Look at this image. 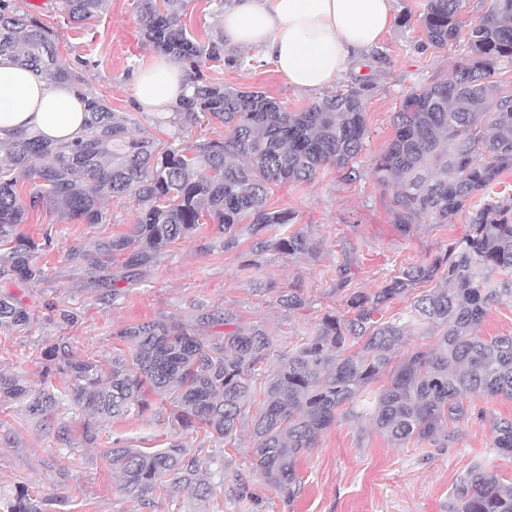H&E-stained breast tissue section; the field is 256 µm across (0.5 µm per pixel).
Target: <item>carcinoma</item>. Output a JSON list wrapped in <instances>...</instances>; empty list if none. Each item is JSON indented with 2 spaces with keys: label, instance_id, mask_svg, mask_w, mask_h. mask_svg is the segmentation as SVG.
Returning <instances> with one entry per match:
<instances>
[{
  "label": "carcinoma",
  "instance_id": "carcinoma-1",
  "mask_svg": "<svg viewBox=\"0 0 512 512\" xmlns=\"http://www.w3.org/2000/svg\"><path fill=\"white\" fill-rule=\"evenodd\" d=\"M189 0H137L145 41L182 63L190 93L156 129L178 134L224 127V135H204L182 148L153 136L131 137L126 120L103 96L87 88L81 56L58 59L50 26L17 0H0V55H8L48 84L83 89L87 115L79 137L54 143L21 129L0 140V275L38 282L45 267L44 244L24 234L28 210L46 207L71 220L105 224L103 201L126 198L137 204L130 230L97 240L94 248L75 246L66 260L99 272V299L122 296L118 282L142 277V267L166 248L191 237L204 224L218 225L226 251L252 237L244 266L253 267L270 251L310 254L318 244L294 229L295 215L268 208L275 186L308 182L323 166L348 177L365 144L364 98L367 85L355 78L298 112L261 90H240L211 81L204 70L253 66L225 50L224 40H203L181 24ZM73 23L106 13L109 0H63ZM463 0H427L423 28L427 45L457 41L464 27ZM512 64V0L471 23L467 53L452 80L411 92L392 115L395 136L376 160L373 177L394 185L393 221L407 232L420 217L447 224L485 193L505 171H512V92L496 93L491 78L501 64ZM28 182V202L18 192ZM251 220L249 227L242 223ZM436 282L432 288L418 286ZM410 297L398 318L376 317L382 305ZM512 304V195L491 199L476 209L470 234L428 266L400 270L373 294L354 292L345 317L325 314L313 335L297 348L273 353L268 332L244 327L230 314L207 313L191 326L172 315L126 326L115 333L124 347L106 360L96 352L75 354L62 337L40 348L51 361L38 389L16 373L0 371V406L20 402L25 415L58 418L55 435L76 447L60 412L80 410L90 419L81 443L100 440L99 418L143 415L147 396L169 404V417L181 430L213 442L200 458L181 437L163 448H133L107 438L103 457L119 478V491L146 508L155 496L178 501L182 493L206 504L213 495L212 466L224 465L242 426L254 441L248 472L238 475L236 497L256 509L249 474H259L284 502L299 494L297 460L316 446L333 423L355 416L362 404L372 426L388 440L435 445L448 440V424L471 416L472 395L512 398V335L483 339L478 330L491 307ZM279 304L299 310L298 290H283ZM32 314L21 299L0 295V329L25 331ZM224 326L218 335L205 326ZM435 336L432 350L396 353L414 336ZM389 384L372 393L381 375ZM491 447L512 455V418L493 424ZM0 512H47V498L26 485L0 492ZM449 512H512V487L477 468L460 481Z\"/></svg>",
  "mask_w": 512,
  "mask_h": 512
}]
</instances>
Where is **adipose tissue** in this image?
<instances>
[{
  "mask_svg": "<svg viewBox=\"0 0 512 512\" xmlns=\"http://www.w3.org/2000/svg\"><path fill=\"white\" fill-rule=\"evenodd\" d=\"M394 0H232L221 15L225 41L257 51L288 85L317 92L331 85L352 59L377 47L394 19ZM142 111L171 112L188 92L187 71L166 57L144 60L135 76ZM85 105L68 84L50 85L0 56V137L18 129L53 142L77 137Z\"/></svg>",
  "mask_w": 512,
  "mask_h": 512,
  "instance_id": "adipose-tissue-1",
  "label": "adipose tissue"
}]
</instances>
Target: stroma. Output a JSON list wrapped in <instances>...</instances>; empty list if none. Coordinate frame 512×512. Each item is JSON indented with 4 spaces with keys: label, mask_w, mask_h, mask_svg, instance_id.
I'll return each instance as SVG.
<instances>
[{
    "label": "stroma",
    "mask_w": 512,
    "mask_h": 512,
    "mask_svg": "<svg viewBox=\"0 0 512 512\" xmlns=\"http://www.w3.org/2000/svg\"><path fill=\"white\" fill-rule=\"evenodd\" d=\"M36 15L55 30L59 56L89 58L84 72L93 93L104 95L114 112L130 118L132 133L151 129L150 113L135 106L134 74L155 51L143 39L142 20L135 0H110L100 18L78 25L67 21L62 0H34ZM426 0H394V21L379 48L384 59L370 62L365 99L366 140L356 157V179L326 166L309 182L274 191L268 204L286 208L319 248L305 257L266 254L259 266L243 269L249 241L223 251L214 225L201 226L192 238L181 240L162 254L146 276L125 289L114 305L97 301L87 271L66 259L75 246L128 231L136 221L130 201L112 199L105 208L106 224L70 220L42 208L29 212L23 226L35 240L50 237L41 260L47 271L39 284L0 277V295L21 297L36 316L27 333L0 331V369L23 372L29 386L38 387L41 366L33 352L60 336L70 337L76 353L86 350L110 356L113 335L123 327L170 315L191 322L205 312L227 310L242 325L261 324L276 348L295 345L312 335L321 317L343 312L353 292H374L399 268L431 264L450 244L471 230V211L453 222L434 224L420 219L404 233L393 222L391 188L378 184L372 168L394 135L393 112L412 91L451 76L465 54L466 38L444 48L428 46L421 19ZM210 77L244 90H262L298 111L316 101V94L288 86L272 64L251 70L221 68ZM350 263L352 277L337 285L339 264ZM298 289L303 308L287 312L278 304L281 290ZM68 309L78 316L67 324L59 317ZM512 418V398L476 397L463 431L439 446L394 445L377 433L368 417L336 423L324 431L315 448L298 461L302 487L293 502L277 498L262 477H252L250 489L265 503V512H448L449 496L476 467L492 471L504 485L512 484V457L491 449L493 424ZM104 431L128 443L154 446L167 442L174 429L160 404L145 416L106 422ZM55 427L25 417L19 409L0 411V490L25 484L51 498L52 512H190L193 502L159 500L143 509L119 493L118 477L108 469L98 448L74 450L58 445ZM253 446L250 430L239 435L224 466V483L216 493L222 512H247L235 497L237 473ZM69 478L60 481L59 469Z\"/></svg>",
    "instance_id": "1"
}]
</instances>
